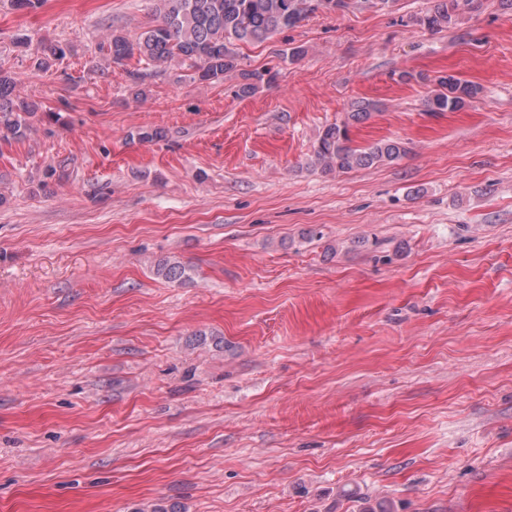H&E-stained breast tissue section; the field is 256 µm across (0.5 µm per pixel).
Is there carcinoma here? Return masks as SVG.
Instances as JSON below:
<instances>
[{
	"mask_svg": "<svg viewBox=\"0 0 512 512\" xmlns=\"http://www.w3.org/2000/svg\"><path fill=\"white\" fill-rule=\"evenodd\" d=\"M477 0H431L429 10L416 24L439 32L455 22L460 5L475 6ZM349 7L348 0H158L160 18L136 38L112 31L99 50L112 63L124 64L135 57L146 64L171 61L187 63L201 82H216L236 73L242 82L237 94L247 97L276 74L269 70L240 69L238 46L264 42L298 26L320 9ZM66 54L59 42H43L36 49L35 67L47 69ZM15 73L0 66V133L21 138L30 129L29 118L37 112L35 102L14 94ZM437 89L425 101L427 111L445 112L465 106L480 94V88L455 76H441ZM375 110L369 101L352 103L346 119L327 125L314 146L315 164L325 172L377 168L402 159L408 152L399 139H381L367 147L351 146L350 128L367 120ZM188 267L174 262L158 264L157 273L169 282L180 281Z\"/></svg>",
	"mask_w": 512,
	"mask_h": 512,
	"instance_id": "1",
	"label": "carcinoma"
}]
</instances>
